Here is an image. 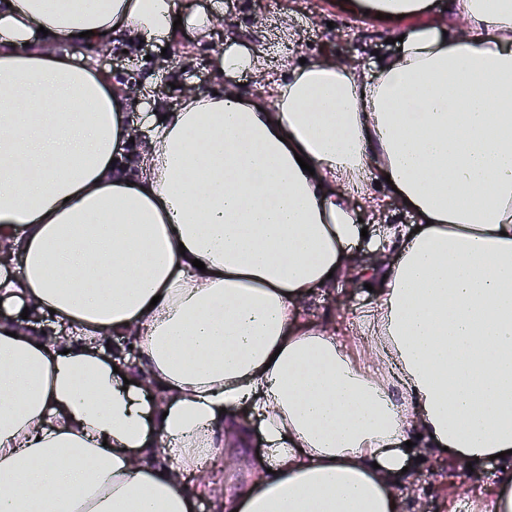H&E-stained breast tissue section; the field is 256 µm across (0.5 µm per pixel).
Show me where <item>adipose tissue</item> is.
<instances>
[{"instance_id": "obj_1", "label": "adipose tissue", "mask_w": 512, "mask_h": 512, "mask_svg": "<svg viewBox=\"0 0 512 512\" xmlns=\"http://www.w3.org/2000/svg\"><path fill=\"white\" fill-rule=\"evenodd\" d=\"M358 4L410 20L391 58L286 65L266 102L186 95L135 151L126 87L71 47L216 14L0 0V512H193L203 461L250 444L243 408L267 463L223 512H400L411 435L512 450V0H448L460 28ZM355 270L371 299L340 337L303 303Z\"/></svg>"}]
</instances>
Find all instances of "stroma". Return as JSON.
Returning <instances> with one entry per match:
<instances>
[{
    "instance_id": "35a3bbf8",
    "label": "stroma",
    "mask_w": 512,
    "mask_h": 512,
    "mask_svg": "<svg viewBox=\"0 0 512 512\" xmlns=\"http://www.w3.org/2000/svg\"><path fill=\"white\" fill-rule=\"evenodd\" d=\"M184 10L218 9L224 19V37L207 41L190 29L179 30L167 44L153 41L132 50L114 45L97 55L99 69L121 67L137 73L140 99L162 110L181 93L212 94L232 90L262 100L267 96L263 75L244 72L235 80L215 79L216 62L225 47L239 44L258 48L266 56L268 73L278 74L282 59L291 64L333 53L346 61L361 63L373 55L393 56V30L386 23L344 10L341 0H178ZM361 288L336 289L309 305L321 321H344L351 307L364 300ZM407 489L403 512H453L457 501L468 498L491 508L492 477L505 467L502 459L486 460L469 472L438 449L420 445L408 449Z\"/></svg>"
}]
</instances>
